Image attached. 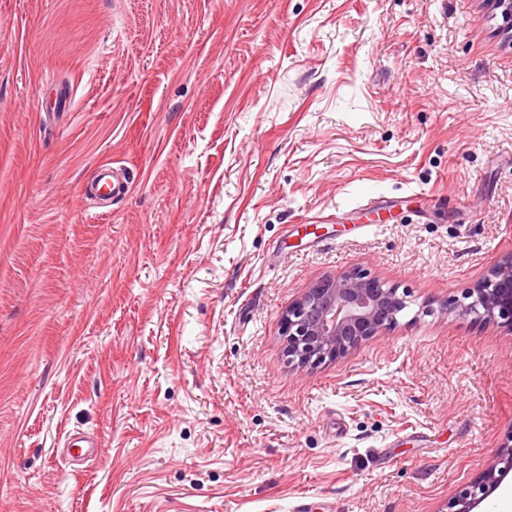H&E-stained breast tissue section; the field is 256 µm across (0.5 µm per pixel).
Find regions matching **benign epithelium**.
Listing matches in <instances>:
<instances>
[{
	"mask_svg": "<svg viewBox=\"0 0 512 512\" xmlns=\"http://www.w3.org/2000/svg\"><path fill=\"white\" fill-rule=\"evenodd\" d=\"M408 308V291L359 271L323 278L283 314L290 362L307 368L346 357L364 340L391 330ZM449 308L479 320L512 322V255L496 261ZM512 469V439L473 484L448 503V512H475Z\"/></svg>",
	"mask_w": 512,
	"mask_h": 512,
	"instance_id": "obj_1",
	"label": "benign epithelium"
}]
</instances>
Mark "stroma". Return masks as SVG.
<instances>
[{
    "label": "stroma",
    "mask_w": 512,
    "mask_h": 512,
    "mask_svg": "<svg viewBox=\"0 0 512 512\" xmlns=\"http://www.w3.org/2000/svg\"><path fill=\"white\" fill-rule=\"evenodd\" d=\"M511 253L487 0H0V512H446L512 436V323L446 304ZM354 269L409 308L295 368ZM119 174L116 167L108 164L99 166L96 175L81 185L84 197L109 203L124 197L129 190L130 180ZM360 271L323 278L283 314L290 362L307 368L345 358L364 340L391 330L408 308V291ZM100 446L98 438L79 432L69 434L66 439L67 452L72 458L91 459Z\"/></svg>",
    "instance_id": "stroma-1"
}]
</instances>
